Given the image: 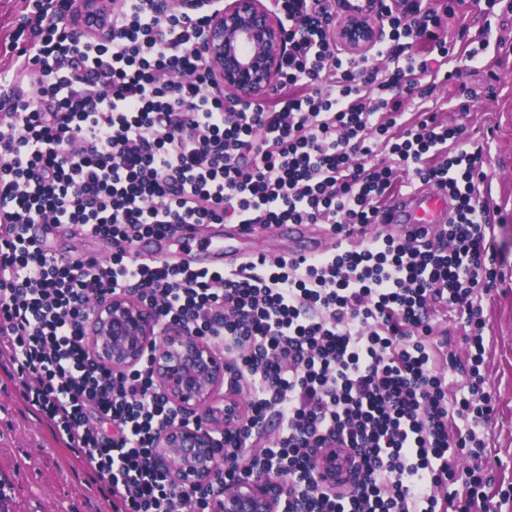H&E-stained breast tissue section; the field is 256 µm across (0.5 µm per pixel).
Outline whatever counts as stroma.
<instances>
[{
	"instance_id": "35a3bbf8",
	"label": "stroma",
	"mask_w": 512,
	"mask_h": 512,
	"mask_svg": "<svg viewBox=\"0 0 512 512\" xmlns=\"http://www.w3.org/2000/svg\"><path fill=\"white\" fill-rule=\"evenodd\" d=\"M449 42L488 41L487 66L460 65L459 76L439 87L449 124L465 127L491 176V196L503 224L495 228L498 278L481 305L487 318L485 390L495 403L485 422L488 466L483 476L497 512H512V9L484 20L473 0L448 19ZM0 483L9 494L6 512H111L87 484L83 467L51 438L29 411L18 387L0 375Z\"/></svg>"
}]
</instances>
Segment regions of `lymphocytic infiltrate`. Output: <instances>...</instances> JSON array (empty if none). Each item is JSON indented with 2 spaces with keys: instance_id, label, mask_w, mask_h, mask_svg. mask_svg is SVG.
<instances>
[{
  "instance_id": "lymphocytic-infiltrate-1",
  "label": "lymphocytic infiltrate",
  "mask_w": 512,
  "mask_h": 512,
  "mask_svg": "<svg viewBox=\"0 0 512 512\" xmlns=\"http://www.w3.org/2000/svg\"><path fill=\"white\" fill-rule=\"evenodd\" d=\"M73 3L28 0L0 76V372L113 512H209L223 482L266 468L304 512H492L481 468L457 462L482 459L494 411L476 299L496 284L497 209L480 191L481 147L433 98L457 77L452 60L480 67L487 42L442 37L452 0H381L382 39L353 55L336 47L323 0H274L288 20L279 81L268 98L229 102L201 50L206 16L122 0L101 39ZM408 183L454 200L436 233L378 228ZM224 223L322 224L337 245L221 272L130 250L175 224ZM32 224L111 253L61 260ZM107 293L137 295L163 325L191 323L239 360L250 400L233 446L247 467L202 488L155 466L157 435L182 414L158 396L149 360L96 363L86 302ZM453 311L470 352L456 390L435 324ZM327 444L361 458L355 488L308 486Z\"/></svg>"
}]
</instances>
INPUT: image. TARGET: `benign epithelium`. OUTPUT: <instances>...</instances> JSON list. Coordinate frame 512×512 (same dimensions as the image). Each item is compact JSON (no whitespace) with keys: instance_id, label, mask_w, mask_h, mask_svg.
I'll list each match as a JSON object with an SVG mask.
<instances>
[{"instance_id":"benign-epithelium-1","label":"benign epithelium","mask_w":512,"mask_h":512,"mask_svg":"<svg viewBox=\"0 0 512 512\" xmlns=\"http://www.w3.org/2000/svg\"><path fill=\"white\" fill-rule=\"evenodd\" d=\"M209 0H165L162 7L188 13ZM364 13H348L341 0L326 4L332 34L347 52L369 53L382 28L380 0ZM285 22L263 0H227L210 14L202 47L224 90L242 99L266 95L277 83L284 55ZM85 331L97 361L114 371L149 358L158 395L186 419L167 426L157 440L156 462L176 485L215 482L219 463L235 466L232 434L245 419L241 373L184 325L162 326L157 311L128 294L97 296L88 307ZM224 395H219V391ZM362 478L356 456L318 448L310 485L326 491L350 488ZM211 512H288L283 478L274 470L224 483Z\"/></svg>"}]
</instances>
